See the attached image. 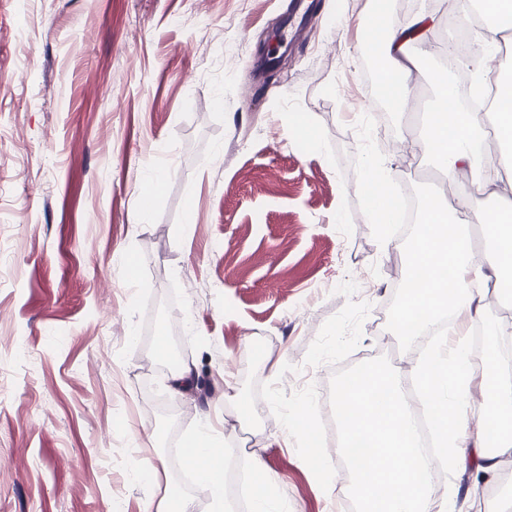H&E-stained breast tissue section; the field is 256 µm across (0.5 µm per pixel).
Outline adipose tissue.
<instances>
[{
    "label": "adipose tissue",
    "mask_w": 512,
    "mask_h": 512,
    "mask_svg": "<svg viewBox=\"0 0 512 512\" xmlns=\"http://www.w3.org/2000/svg\"><path fill=\"white\" fill-rule=\"evenodd\" d=\"M379 32L363 44L375 58L380 86L398 109L411 104L413 76L419 67V44L436 24L431 13L410 15L404 25H392L377 15ZM435 102L426 120L425 147L448 181L469 171L471 189L459 193L454 208L428 193L421 227L406 259L407 300L395 321L402 340H410L445 311L477 324L490 282L512 273V225L487 208L485 197L512 192V178H504L500 152H512V77L499 81L493 109L499 114L498 150H490L479 113L458 106L453 82L438 75ZM479 224L493 238L485 260H477L472 225ZM411 379L420 381L425 398L423 414L432 416L441 437L440 449L451 452L460 470L476 468L479 480L493 481L512 458V373L488 345L482 368H475L468 337L453 345L439 343L411 364ZM480 387L483 402L472 406L469 394ZM337 420L343 448L348 449L352 479L337 485L326 469H319L327 493L354 499L359 512H455L447 494L436 492L427 479L428 466L416 432L415 419L402 379L388 366L374 363L345 377L336 389ZM478 421L470 433V421ZM262 440L249 453L251 472L259 487L254 512H285L283 504L265 492L275 477L268 468ZM210 461L201 474L221 512L229 504L224 492V454L221 440L205 432L185 443L183 462L195 467L199 458Z\"/></svg>",
    "instance_id": "obj_1"
}]
</instances>
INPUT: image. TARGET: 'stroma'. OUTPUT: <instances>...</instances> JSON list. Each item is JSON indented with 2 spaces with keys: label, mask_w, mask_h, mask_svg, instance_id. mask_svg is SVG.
<instances>
[{
  "label": "stroma",
  "mask_w": 512,
  "mask_h": 512,
  "mask_svg": "<svg viewBox=\"0 0 512 512\" xmlns=\"http://www.w3.org/2000/svg\"><path fill=\"white\" fill-rule=\"evenodd\" d=\"M381 1L320 0L269 81L291 0H0V512H213L171 456L207 424L243 453L261 434L290 512H343L285 420L311 405L340 473L336 386L400 342L404 240L384 244L366 180L423 195L431 160L417 117L374 99L357 40ZM385 1L398 22L440 10L414 75L430 101L442 0ZM228 381L260 420L238 422Z\"/></svg>",
  "instance_id": "obj_1"
}]
</instances>
